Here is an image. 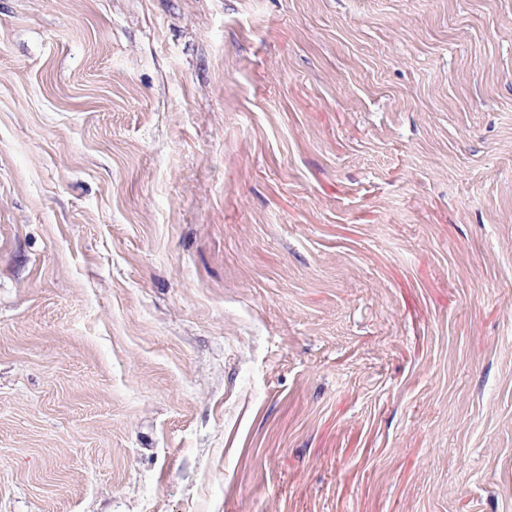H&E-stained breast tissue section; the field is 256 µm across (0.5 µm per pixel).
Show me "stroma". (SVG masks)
Returning <instances> with one entry per match:
<instances>
[{
  "label": "stroma",
  "instance_id": "1",
  "mask_svg": "<svg viewBox=\"0 0 512 512\" xmlns=\"http://www.w3.org/2000/svg\"><path fill=\"white\" fill-rule=\"evenodd\" d=\"M0 512H512V0H0Z\"/></svg>",
  "mask_w": 512,
  "mask_h": 512
}]
</instances>
